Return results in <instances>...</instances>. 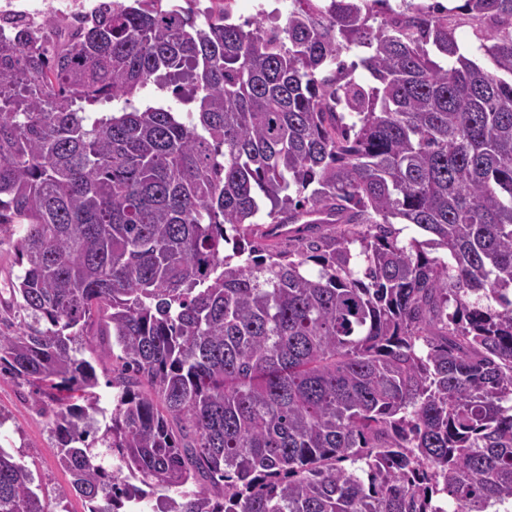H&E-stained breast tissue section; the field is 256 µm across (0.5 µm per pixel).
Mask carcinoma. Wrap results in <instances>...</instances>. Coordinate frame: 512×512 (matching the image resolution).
Instances as JSON below:
<instances>
[{
  "label": "carcinoma",
  "mask_w": 512,
  "mask_h": 512,
  "mask_svg": "<svg viewBox=\"0 0 512 512\" xmlns=\"http://www.w3.org/2000/svg\"><path fill=\"white\" fill-rule=\"evenodd\" d=\"M210 2L0 30V372L86 512H512V0L462 7L492 71L455 7ZM50 504L0 446V512ZM448 21L450 22V25L454 26L455 28L456 37L461 51L463 53L474 51L475 47L479 44V41L476 37V24L472 23L465 16L460 14L450 17ZM139 99L144 104H153L160 100L163 104L171 106L176 112H186L191 107V105H186L181 100L174 98L170 92L160 91L152 82L141 89ZM17 238L18 233L0 235V289L7 288V282L19 272L16 264Z\"/></svg>",
  "instance_id": "cac0c4a2"
}]
</instances>
